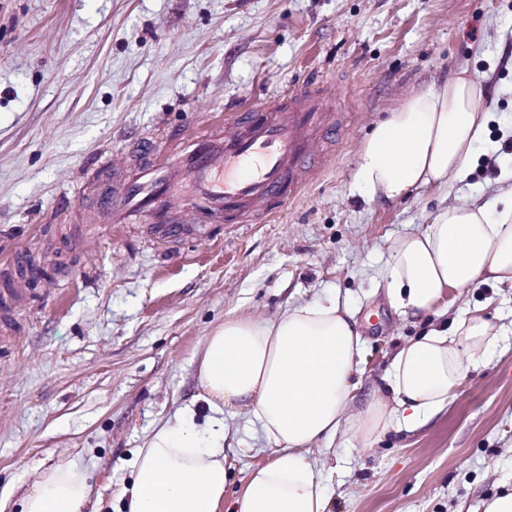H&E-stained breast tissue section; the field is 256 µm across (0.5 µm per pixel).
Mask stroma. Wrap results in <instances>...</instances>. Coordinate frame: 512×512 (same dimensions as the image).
Here are the masks:
<instances>
[{"instance_id":"obj_1","label":"stroma","mask_w":512,"mask_h":512,"mask_svg":"<svg viewBox=\"0 0 512 512\" xmlns=\"http://www.w3.org/2000/svg\"><path fill=\"white\" fill-rule=\"evenodd\" d=\"M487 95L469 175L378 205L353 186L373 127L460 72ZM323 84L342 125L324 162L259 224L154 246L150 219L111 234L107 158L140 138L175 150L218 117ZM512 0H0V512L47 467L90 479L86 512H115L136 448L194 403V358L230 313L269 318L333 294L364 350L359 397L384 388L422 329L373 278L397 234L440 206L512 194ZM512 325V288L479 285L452 312ZM331 512H481L512 487V347L469 371L447 411L377 442L338 436Z\"/></svg>"}]
</instances>
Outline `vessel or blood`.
<instances>
[{"instance_id": "vessel-or-blood-1", "label": "vessel or blood", "mask_w": 512, "mask_h": 512, "mask_svg": "<svg viewBox=\"0 0 512 512\" xmlns=\"http://www.w3.org/2000/svg\"><path fill=\"white\" fill-rule=\"evenodd\" d=\"M337 124L329 94L304 87L271 107L227 116L179 151L163 153L143 141L112 164L114 193L101 204L106 222L119 229L151 214L163 242L183 233L185 210L197 235L208 225L252 223L273 200L301 190Z\"/></svg>"}]
</instances>
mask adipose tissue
<instances>
[{"label":"adipose tissue","instance_id":"1","mask_svg":"<svg viewBox=\"0 0 512 512\" xmlns=\"http://www.w3.org/2000/svg\"><path fill=\"white\" fill-rule=\"evenodd\" d=\"M482 85L460 75L415 92L368 136L353 182L390 202L465 178L487 137ZM379 276L402 319L442 317L449 291L512 285V198L502 207L440 209L430 224L391 239ZM503 329L470 311L405 340L383 376L384 391L358 403L364 342L353 314L322 297L273 318L228 314L197 359V421L187 407L156 425L133 459L121 512H331L333 473L317 455L338 434L376 440L425 427L447 409L465 374L504 341ZM241 417L272 452L227 496L229 420ZM87 477L73 462L45 470L21 512H84Z\"/></svg>","mask_w":512,"mask_h":512}]
</instances>
